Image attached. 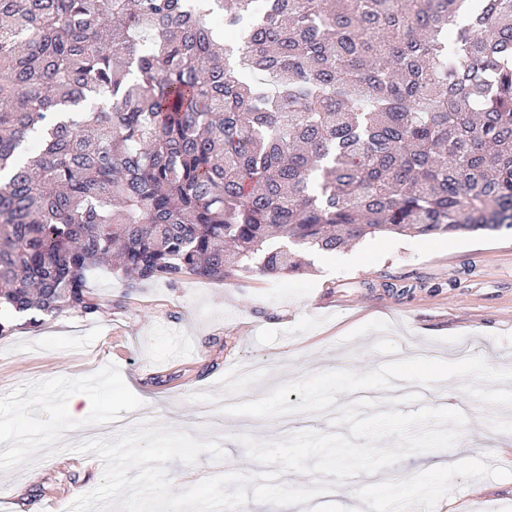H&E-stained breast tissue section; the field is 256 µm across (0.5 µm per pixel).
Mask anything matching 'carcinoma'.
<instances>
[{"mask_svg":"<svg viewBox=\"0 0 512 512\" xmlns=\"http://www.w3.org/2000/svg\"><path fill=\"white\" fill-rule=\"evenodd\" d=\"M0 309L512 228V0H0Z\"/></svg>","mask_w":512,"mask_h":512,"instance_id":"obj_1","label":"carcinoma"}]
</instances>
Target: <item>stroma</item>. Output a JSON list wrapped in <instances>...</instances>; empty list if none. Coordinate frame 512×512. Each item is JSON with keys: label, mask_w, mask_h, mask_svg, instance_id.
Instances as JSON below:
<instances>
[{"label": "stroma", "mask_w": 512, "mask_h": 512, "mask_svg": "<svg viewBox=\"0 0 512 512\" xmlns=\"http://www.w3.org/2000/svg\"><path fill=\"white\" fill-rule=\"evenodd\" d=\"M399 291L385 292L384 283ZM97 312H68L0 336V394L116 364L143 405L139 422L220 440L226 456L168 464L174 492L263 467L238 441L314 430L348 434L335 410L360 399L381 410L448 407L468 420L455 448L416 452L376 474L365 512L410 500L414 512H512V229L448 237L384 235L313 257L296 275L226 282L184 275L136 289L100 269ZM470 338L464 362L430 366L432 350ZM94 454L58 452L0 472V512H66L94 489Z\"/></svg>", "instance_id": "1"}]
</instances>
